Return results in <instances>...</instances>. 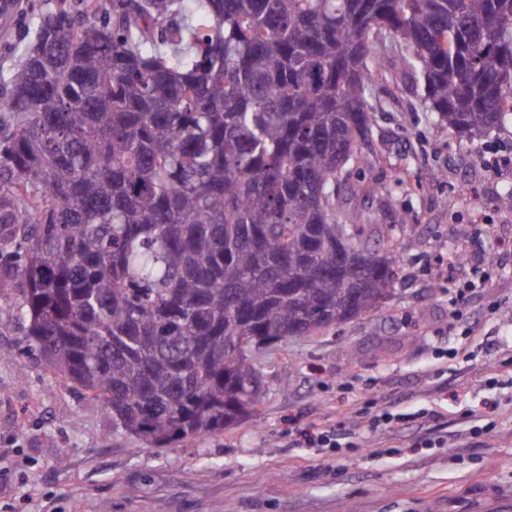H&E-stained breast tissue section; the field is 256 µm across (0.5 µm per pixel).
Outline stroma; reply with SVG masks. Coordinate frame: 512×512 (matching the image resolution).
<instances>
[{
  "mask_svg": "<svg viewBox=\"0 0 512 512\" xmlns=\"http://www.w3.org/2000/svg\"><path fill=\"white\" fill-rule=\"evenodd\" d=\"M49 0L0 13V86ZM421 75L378 81L375 152L352 181L382 194L343 197L375 245V225L418 226L393 295L377 311L256 353L258 419L151 448L54 378L32 351L19 284L0 250V512H512V125L457 140L422 102ZM470 263L448 264L458 247ZM487 278L455 302L454 285ZM407 414L374 426L383 411ZM345 447H306L322 430ZM65 468H58L57 459Z\"/></svg>",
  "mask_w": 512,
  "mask_h": 512,
  "instance_id": "1",
  "label": "stroma"
}]
</instances>
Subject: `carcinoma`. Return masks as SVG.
Here are the masks:
<instances>
[{
	"mask_svg": "<svg viewBox=\"0 0 512 512\" xmlns=\"http://www.w3.org/2000/svg\"><path fill=\"white\" fill-rule=\"evenodd\" d=\"M512 121V0H114L44 13L0 89V245L45 368L155 448L259 414L252 352L362 318L411 234L343 241L373 86ZM248 336L229 359L228 342ZM113 0H68L71 10H79L78 16L84 19L94 20L101 17V9L112 13Z\"/></svg>",
	"mask_w": 512,
	"mask_h": 512,
	"instance_id": "carcinoma-1",
	"label": "carcinoma"
}]
</instances>
